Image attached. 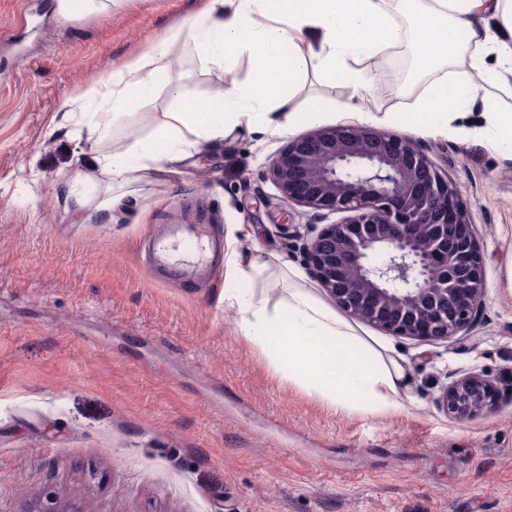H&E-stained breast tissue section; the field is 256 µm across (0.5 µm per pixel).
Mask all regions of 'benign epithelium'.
I'll use <instances>...</instances> for the list:
<instances>
[{
    "mask_svg": "<svg viewBox=\"0 0 512 512\" xmlns=\"http://www.w3.org/2000/svg\"><path fill=\"white\" fill-rule=\"evenodd\" d=\"M301 207L346 214L304 252L314 278L349 315L396 336L450 340L472 329L484 302L483 265L459 191L410 139L370 127L317 129L270 166ZM438 404L464 419L492 406L493 380L459 368ZM25 512H84L46 489Z\"/></svg>",
    "mask_w": 512,
    "mask_h": 512,
    "instance_id": "1",
    "label": "benign epithelium"
}]
</instances>
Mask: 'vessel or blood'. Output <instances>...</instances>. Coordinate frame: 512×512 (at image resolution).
I'll return each instance as SVG.
<instances>
[{"mask_svg": "<svg viewBox=\"0 0 512 512\" xmlns=\"http://www.w3.org/2000/svg\"><path fill=\"white\" fill-rule=\"evenodd\" d=\"M224 253V240L210 231L203 216L187 224L163 225L152 241L150 263L164 281L208 280Z\"/></svg>", "mask_w": 512, "mask_h": 512, "instance_id": "1", "label": "vessel or blood"}]
</instances>
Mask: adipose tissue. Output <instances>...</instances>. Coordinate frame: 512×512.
Wrapping results in <instances>:
<instances>
[{
	"label": "adipose tissue",
	"instance_id": "adipose-tissue-1",
	"mask_svg": "<svg viewBox=\"0 0 512 512\" xmlns=\"http://www.w3.org/2000/svg\"><path fill=\"white\" fill-rule=\"evenodd\" d=\"M500 33L490 36V26ZM193 46L204 70L216 80L203 98L188 96L168 65ZM493 47L504 64L499 81L512 76V0H202L198 11L168 28L146 50L113 72L92 80L76 97L97 103L78 124L94 149L77 158L106 186L98 204L67 193L77 214L93 211L103 224L127 217L133 184L174 169L203 149L223 144L238 128L281 134L343 114L366 119L363 91L371 64L397 49H409L406 83L426 78L422 96L386 123L412 136L447 134L458 114L481 105L489 145L512 156V109L482 96L476 80L452 72L462 54L480 69V54ZM251 70L238 78L236 65ZM343 89L338 98L296 97L309 80ZM151 129H131L143 107ZM128 131L119 148L105 151L116 128ZM224 302L237 314L240 336L257 347L280 377L349 413L399 412L406 406L405 371L358 334L335 308L306 286L288 287L276 303L251 292H228Z\"/></svg>",
	"mask_w": 512,
	"mask_h": 512
}]
</instances>
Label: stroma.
<instances>
[{"instance_id": "35a3bbf8", "label": "stroma", "mask_w": 512, "mask_h": 512, "mask_svg": "<svg viewBox=\"0 0 512 512\" xmlns=\"http://www.w3.org/2000/svg\"><path fill=\"white\" fill-rule=\"evenodd\" d=\"M0 0V512L46 487L85 512H512V160L486 142L480 108L469 134L415 143L461 192L483 261L486 305L450 340L357 331L404 367L412 405L363 416L281 381L235 330L229 291L277 301L283 265L308 274L300 246L338 213L284 198L269 166L291 138L233 132L223 146L134 187L125 223H76L60 192L97 200L77 176L86 149L65 113L72 91L109 78L199 0H114L21 19ZM406 54L380 62L366 111H405L424 90L395 89ZM170 75L195 96L211 75L192 48ZM206 213L224 235L209 283L158 282L144 247L161 225ZM258 251L251 282L228 258ZM479 367L491 409L456 419L436 404L448 374Z\"/></svg>"}]
</instances>
